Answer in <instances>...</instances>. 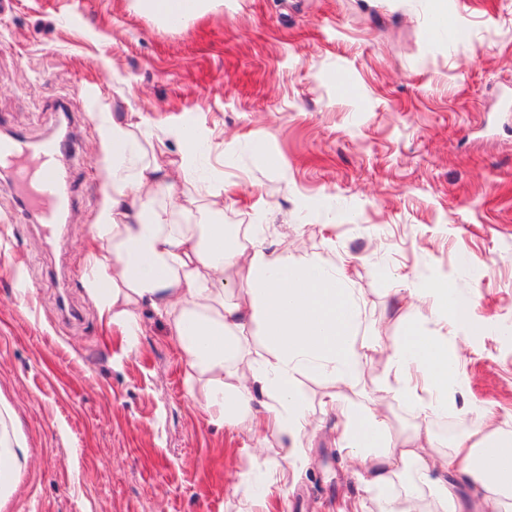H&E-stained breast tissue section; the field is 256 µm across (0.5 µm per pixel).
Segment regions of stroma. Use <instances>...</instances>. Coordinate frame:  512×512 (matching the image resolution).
I'll return each instance as SVG.
<instances>
[{"instance_id": "35a3bbf8", "label": "stroma", "mask_w": 512, "mask_h": 512, "mask_svg": "<svg viewBox=\"0 0 512 512\" xmlns=\"http://www.w3.org/2000/svg\"><path fill=\"white\" fill-rule=\"evenodd\" d=\"M465 26L471 38L455 41ZM68 101L61 164L74 206L57 227L22 212L0 175V512H377L336 445L327 382L298 389L312 442L287 487L252 453L276 436L217 427L189 398L183 356L142 313L136 351L104 329L82 285L105 171L95 112H136L178 159L182 130L221 191L224 221L345 265L361 335L408 329L458 348L463 389L440 445L493 405L512 426V0H212L177 22L134 0H10L0 10V133L46 139ZM447 287L478 325L462 337L396 290ZM343 405L416 412L362 370Z\"/></svg>"}]
</instances>
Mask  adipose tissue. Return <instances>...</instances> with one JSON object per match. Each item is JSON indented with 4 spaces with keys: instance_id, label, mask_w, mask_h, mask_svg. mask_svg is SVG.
<instances>
[{
    "instance_id": "1",
    "label": "adipose tissue",
    "mask_w": 512,
    "mask_h": 512,
    "mask_svg": "<svg viewBox=\"0 0 512 512\" xmlns=\"http://www.w3.org/2000/svg\"><path fill=\"white\" fill-rule=\"evenodd\" d=\"M93 118L106 180L83 284L98 318L129 340L141 332L143 310L158 316L185 356L187 395L213 423L270 430L287 444L281 459L253 466L283 474L304 454L310 421L299 375L326 378L322 402L332 405L367 364L423 416L413 434L397 435L373 408L344 414L337 443L359 459L380 512H411L423 500L428 512H512V433L490 408H482L480 428L446 450L435 443L431 422L448 413V383L460 377L446 346L433 337L388 347L375 336L359 339L364 304L335 268L225 223L211 189L177 192L196 177L194 142L169 167L148 155L146 130L108 112ZM408 297L429 303L440 322L472 327L467 306L447 289L413 288ZM249 336L260 339L258 356L243 348ZM462 476L478 489L472 500L458 494ZM398 481L404 488L391 495Z\"/></svg>"
}]
</instances>
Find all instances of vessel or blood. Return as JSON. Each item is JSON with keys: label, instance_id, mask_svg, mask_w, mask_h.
Instances as JSON below:
<instances>
[{"label": "vessel or blood", "instance_id": "vessel-or-blood-1", "mask_svg": "<svg viewBox=\"0 0 512 512\" xmlns=\"http://www.w3.org/2000/svg\"><path fill=\"white\" fill-rule=\"evenodd\" d=\"M69 143L47 140L31 150L21 135L0 142V164L13 170V189L24 211L40 214L48 224L56 223L62 209L71 206L59 187V164L69 153Z\"/></svg>", "mask_w": 512, "mask_h": 512}]
</instances>
